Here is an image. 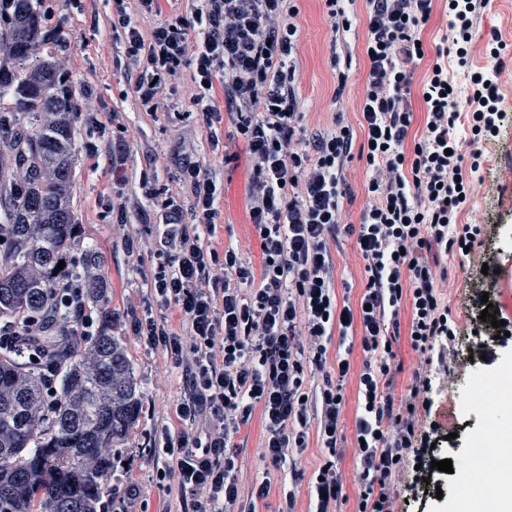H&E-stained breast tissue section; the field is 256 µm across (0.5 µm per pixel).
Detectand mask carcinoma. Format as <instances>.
I'll return each instance as SVG.
<instances>
[{
    "mask_svg": "<svg viewBox=\"0 0 512 512\" xmlns=\"http://www.w3.org/2000/svg\"><path fill=\"white\" fill-rule=\"evenodd\" d=\"M34 0H0V318L54 313L61 260L83 248L74 233L77 160L74 86L40 55ZM99 307L96 335L77 341L75 311L48 336H20L0 349V512H100L114 468L110 450L139 420L142 391L107 310L106 283L86 284ZM37 353L57 363L60 387L46 393Z\"/></svg>",
    "mask_w": 512,
    "mask_h": 512,
    "instance_id": "1",
    "label": "carcinoma"
}]
</instances>
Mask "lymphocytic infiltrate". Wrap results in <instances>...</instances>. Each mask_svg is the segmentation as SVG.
Segmentation results:
<instances>
[{"instance_id": "lymphocytic-infiltrate-1", "label": "lymphocytic infiltrate", "mask_w": 512, "mask_h": 512, "mask_svg": "<svg viewBox=\"0 0 512 512\" xmlns=\"http://www.w3.org/2000/svg\"><path fill=\"white\" fill-rule=\"evenodd\" d=\"M432 2L368 0L369 68L359 124L371 201L356 225L342 221L353 134L337 120L310 145L302 143L295 0H193L189 15L147 34L136 19L160 14V0H137L136 14H117L137 70L133 91L145 110L156 112L163 79L191 69L192 103L204 124L230 119L254 174L249 215L259 233L261 267L240 249L212 248L224 186L198 163L185 162L197 221L179 223L175 209L163 204L166 229L148 277L159 301L178 309L180 326L150 318L135 324L137 335L186 368L189 397L176 408L178 427L164 450L171 463L161 476L190 499L191 512H248L247 498L268 496L265 480L242 496L234 476L230 436L256 408L265 425L263 456L272 465L294 460L317 433L328 455L322 479L312 485L316 512H339L345 494L335 455L351 364L342 356L329 361L327 343L332 330L347 334L354 321L363 352L354 448L358 512H395V483L428 451L419 424L431 391L428 368L418 369L408 394L396 396L392 386L401 304H411V345L421 355L455 337L438 291L445 273L423 254L474 246L479 226L458 223L457 215L472 193L462 169L478 171L480 155L464 156L456 128L466 121L477 140L505 118L494 82L505 67L497 35L486 42L491 68L475 72L469 62L474 19L488 0H448L449 33L421 88L427 122L412 153H405L413 121L408 70L425 56L418 32ZM452 61L465 70V87L449 77ZM219 91L220 107L214 103ZM343 234L355 237L366 262L357 309L336 303L329 243ZM311 373L322 376L313 388L306 385ZM201 417L204 433H189Z\"/></svg>"}]
</instances>
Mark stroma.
<instances>
[{
  "label": "stroma",
  "mask_w": 512,
  "mask_h": 512,
  "mask_svg": "<svg viewBox=\"0 0 512 512\" xmlns=\"http://www.w3.org/2000/svg\"><path fill=\"white\" fill-rule=\"evenodd\" d=\"M135 13V0H39L42 54H52L69 76L81 99L77 117L78 153L73 190L75 219L81 229L85 249L101 260L100 273L107 288L109 307L124 337L136 377L143 392L140 419L128 440L116 451L115 467L109 481L116 512H180L176 492L168 491L158 475L163 463L154 454L163 447L161 428L172 424L175 409L188 395L183 368L177 367L161 351L147 344L134 331L143 315L156 320L174 319L172 309L154 298L142 273L154 261L156 243L163 228L160 204L172 200L182 223L195 221L193 194L183 177L182 162H198L224 184L215 242L219 248L240 245L253 262L260 264V240L248 213L252 172L246 146L235 133L231 121L217 131H209L191 103L194 85L189 72L169 79L156 113L145 112L133 91L132 63L127 56L123 34L111 27L117 6ZM298 32L295 46L296 86L306 136L332 128L334 116L359 132L360 107L366 89L368 62L364 53L366 0H346L353 26L345 33L333 32L323 0H297ZM448 30V0H433L428 22L419 36L427 58L413 70L408 105L414 114L410 136H420L427 120L421 97L428 60L434 57ZM497 32L512 55V0H489L476 19L470 50L472 69L488 67L485 42ZM349 56L351 67L344 91L336 89L332 55ZM500 107L506 117L496 136L471 141L466 127L458 135L465 152H479L481 167L473 181L472 194L458 214L461 224H478L482 234L472 253L461 255L428 252L427 261L445 270L439 283L441 297L457 325V334L445 351L444 370L432 377L430 405L422 414L424 427L435 445V460L448 459L452 472L440 477V492H406L397 484V512H449L455 485L467 464L471 436L479 434L488 418L499 427L512 429V385L502 390L496 410L487 413L476 403L467 385L473 376L512 374V337L492 342V364L477 359L480 342L478 315L482 303L476 287L483 281L481 264L493 257L495 286L489 300L512 318V67L497 78ZM347 195L343 199L344 220L359 223L369 200L366 164L352 156L345 167ZM336 300L358 305L364 291L365 261L353 237L331 242ZM410 304H402L400 336L394 345L397 369L396 391L407 390L424 358L411 346L408 336ZM328 357L349 359L351 371L344 385L345 404L341 413L342 446L336 456V471L347 496L343 512H356L358 487L354 481L356 458L355 423L358 413V376L363 353L359 331L348 336L332 334ZM265 429L260 410H253L232 442L238 451L237 476L242 491L253 483L270 478L268 497L257 501L255 512H277L288 489H295V512H313L310 475L319 467L322 447L310 436L299 464L306 475L292 486L286 471H268L261 458ZM140 489L137 499L127 494V479Z\"/></svg>",
  "instance_id": "1"
}]
</instances>
